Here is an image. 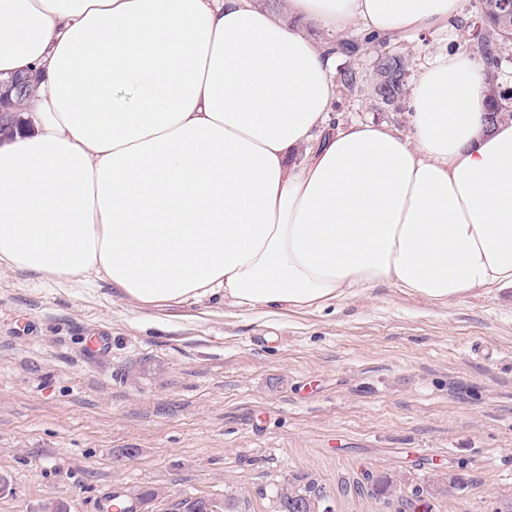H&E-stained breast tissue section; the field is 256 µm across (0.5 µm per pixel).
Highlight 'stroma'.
<instances>
[{
	"label": "stroma",
	"instance_id": "1",
	"mask_svg": "<svg viewBox=\"0 0 512 512\" xmlns=\"http://www.w3.org/2000/svg\"><path fill=\"white\" fill-rule=\"evenodd\" d=\"M473 31L403 34L409 79ZM334 125L408 128L406 111L338 95ZM135 458L117 462L122 449ZM448 493L431 512H512V285L439 305L382 283L339 305L188 300L137 309L109 283L0 269V512H102L154 486L169 503L278 512L314 484L332 512H398L364 473Z\"/></svg>",
	"mask_w": 512,
	"mask_h": 512
}]
</instances>
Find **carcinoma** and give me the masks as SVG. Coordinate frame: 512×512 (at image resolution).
Instances as JSON below:
<instances>
[{"label":"carcinoma","instance_id":"1","mask_svg":"<svg viewBox=\"0 0 512 512\" xmlns=\"http://www.w3.org/2000/svg\"><path fill=\"white\" fill-rule=\"evenodd\" d=\"M500 0L480 2V30L472 45L474 53L485 62L489 75L487 108L484 114L486 128L493 129L502 123L512 122V90L503 91L498 83V69L501 58L512 46V15L499 7ZM387 39L365 41L367 47L375 50V76L370 88L372 100L380 111L397 110L398 103L406 96L408 62L407 58L396 54L386 55L382 50ZM337 80L343 91L350 97L364 92L360 71L347 67L338 71ZM370 493L390 500L397 498L404 512H412L419 499H430L444 492L440 487H415L410 494H404L401 482L388 476L368 478ZM280 512H324V498L316 489L308 486L301 489L293 484L277 491Z\"/></svg>","mask_w":512,"mask_h":512}]
</instances>
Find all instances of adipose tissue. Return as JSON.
Here are the masks:
<instances>
[{
    "mask_svg": "<svg viewBox=\"0 0 512 512\" xmlns=\"http://www.w3.org/2000/svg\"><path fill=\"white\" fill-rule=\"evenodd\" d=\"M287 2L382 37L463 0ZM336 58L254 0H0V78L40 75L0 141V268L270 313L512 284V124H484L482 58L425 67L406 133L332 127Z\"/></svg>",
    "mask_w": 512,
    "mask_h": 512,
    "instance_id": "adipose-tissue-1",
    "label": "adipose tissue"
}]
</instances>
